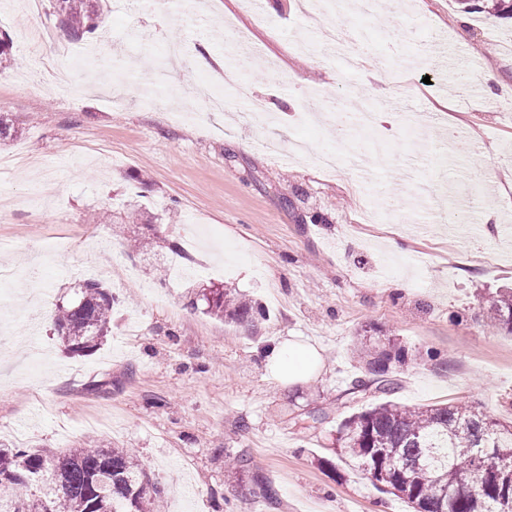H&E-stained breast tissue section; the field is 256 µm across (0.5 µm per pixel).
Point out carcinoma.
I'll return each mask as SVG.
<instances>
[{
	"instance_id": "obj_1",
	"label": "carcinoma",
	"mask_w": 512,
	"mask_h": 512,
	"mask_svg": "<svg viewBox=\"0 0 512 512\" xmlns=\"http://www.w3.org/2000/svg\"><path fill=\"white\" fill-rule=\"evenodd\" d=\"M60 27L76 41L95 33L101 14L92 0H56ZM206 312L251 325L254 306L224 287L203 293ZM113 297L86 282L58 306L56 326L65 348L90 355L108 332ZM488 325L512 334V291L497 294ZM367 358L371 384L385 400L351 414L337 431L338 460L365 472L372 484L412 505L415 512H512V422L457 403L423 408L387 399L397 383L390 365L404 357L395 340L372 342ZM478 448L489 449L482 459ZM165 490L127 448L40 450L0 448V512H157Z\"/></svg>"
}]
</instances>
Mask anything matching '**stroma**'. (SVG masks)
I'll return each mask as SVG.
<instances>
[{
    "instance_id": "stroma-1",
    "label": "stroma",
    "mask_w": 512,
    "mask_h": 512,
    "mask_svg": "<svg viewBox=\"0 0 512 512\" xmlns=\"http://www.w3.org/2000/svg\"><path fill=\"white\" fill-rule=\"evenodd\" d=\"M265 2L259 21L244 0L191 20L175 0L112 8L86 41L99 55L80 61L61 43L27 48L0 0L20 62L0 72L14 128L0 156L35 161L0 174V238L15 243L0 264L17 271L0 290L15 315L0 345V443L132 449L168 512H412L327 461L340 423L375 399L349 396L368 334L405 349L395 403L512 421V335L485 318L512 287V19L460 0L347 13L355 70L298 49L328 20L320 0ZM228 21L251 56L232 86L214 62ZM374 61L387 93L369 86ZM208 92L228 109L202 122L192 111ZM322 104L370 108L374 122L337 135L305 118ZM299 141L335 151V171L298 157ZM133 211L138 222L113 223ZM89 271L115 298L109 334L72 356L53 314ZM217 283L263 306L256 329L204 313ZM285 340L316 349L311 379L273 377L264 350ZM262 483L274 502L257 497Z\"/></svg>"
}]
</instances>
